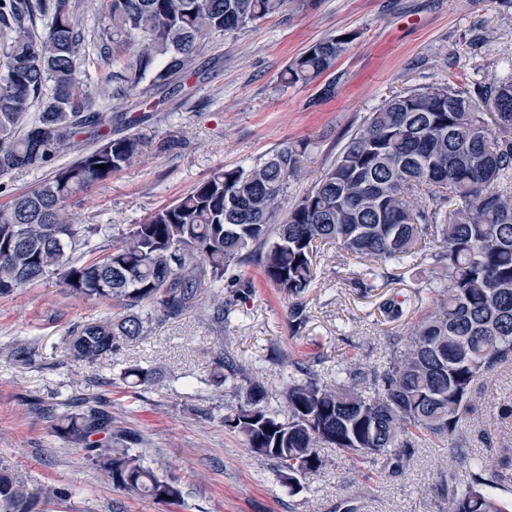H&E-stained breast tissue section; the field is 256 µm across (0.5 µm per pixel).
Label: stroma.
<instances>
[{"label":"stroma","instance_id":"obj_1","mask_svg":"<svg viewBox=\"0 0 512 512\" xmlns=\"http://www.w3.org/2000/svg\"><path fill=\"white\" fill-rule=\"evenodd\" d=\"M344 30L358 37L331 71L307 85L281 82L295 57ZM506 78H512V0H288L282 14L206 41L192 74L171 86L99 104L102 112L140 115L134 132L145 150L106 185L72 198L68 212L73 223L99 225L109 244L213 170L249 166L306 141V175L291 182L290 205L386 98L451 80ZM170 139L177 148L158 151ZM316 262L302 326L290 322L287 297L257 265L245 264L224 281L222 331L207 323L211 290L204 285L182 317H155L146 335L94 366L64 356L63 342L110 306L73 296L53 279L0 296V467L29 492L65 489L66 498L44 512H442L437 481L447 450L440 443L420 442L402 468L382 460L367 469L323 449L326 469L292 495L271 463L225 427V409L238 399L229 388L215 394L210 384L216 336L235 359L252 363L276 406L290 357L313 364L330 384L352 364L383 372L390 339L404 335L429 304L421 283L440 272L430 263L394 267L366 290L356 280L367 262L329 246ZM390 300L402 308L399 319L383 311ZM25 343L37 348L29 364L14 357ZM133 364L155 368L154 383L132 387L123 372ZM474 393L458 443L493 466L502 449L512 448V420L499 414L501 404L512 402V364L481 376ZM59 395L106 400L113 429L135 438L137 451L177 480L184 507L102 485L84 451L53 436L50 416L33 408Z\"/></svg>","mask_w":512,"mask_h":512}]
</instances>
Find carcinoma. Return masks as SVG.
Listing matches in <instances>:
<instances>
[{
	"label": "carcinoma",
	"instance_id": "carcinoma-1",
	"mask_svg": "<svg viewBox=\"0 0 512 512\" xmlns=\"http://www.w3.org/2000/svg\"><path fill=\"white\" fill-rule=\"evenodd\" d=\"M288 0H101L98 33L86 40L76 0H0V27L9 48L0 61V177L50 171L41 184L0 205V295L51 278L70 294L124 310L84 324L66 337L64 352L88 365L120 352L148 328L153 314L181 317L199 287L213 288L209 320L224 323V275L254 262L290 301L289 316L306 320L303 297L315 280L318 249L331 245L373 263L442 267L427 288L435 307L406 335L393 337L381 374L357 368L326 384L313 365L288 359L284 399L266 402L259 378L243 362L224 360L211 385L237 392L224 424L249 450L301 481L322 471V448L369 464L404 465L420 438L448 445L440 474L444 512H509L503 471L458 448L454 438L483 374L512 362V79L472 88L448 82L416 88L370 113L313 187L288 211L291 182L305 175L308 144L289 143L252 166L219 168L119 242H96L97 225L72 224L70 199L104 184L143 153L134 134L101 129L112 117L94 110L83 80L87 48L112 69L102 96L145 97L191 70L203 45L285 10ZM44 20L41 30L33 19ZM355 39L331 34L287 66L282 82L309 84L330 71ZM73 158L65 163L60 159ZM104 168H98V165ZM423 192L410 203L408 191ZM454 203L443 219V205ZM155 369L131 365L124 376L149 386ZM52 432L86 451L114 489L177 505L180 486L112 435V415L97 398L58 402ZM106 434L103 442L91 437ZM59 494L46 485L35 496L0 470V512H39Z\"/></svg>",
	"mask_w": 512,
	"mask_h": 512
}]
</instances>
